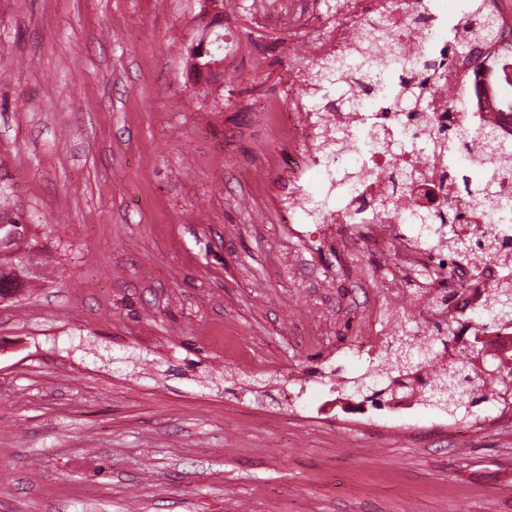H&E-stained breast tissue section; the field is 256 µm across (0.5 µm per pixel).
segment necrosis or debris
Masks as SVG:
<instances>
[{
	"label": "necrosis or debris",
	"instance_id": "4bbe7bcc",
	"mask_svg": "<svg viewBox=\"0 0 512 512\" xmlns=\"http://www.w3.org/2000/svg\"><path fill=\"white\" fill-rule=\"evenodd\" d=\"M480 9L497 17L500 34L476 42L469 58L453 52L465 33L468 13L449 11L446 0H338L340 21L334 34L320 36V59L350 58L355 43L381 29V47H415L421 72L410 74L405 62L386 60L381 69L384 95H364V111L346 112L342 95L336 93L309 101L310 70L297 50L292 68L302 91L282 117L289 142L304 144L289 153L284 172L292 188L289 242L311 243L309 227L316 224L321 238H341L354 250L372 245L396 257L397 275L376 276L383 298L374 316L383 318L388 307L405 303L437 323H451V339L440 348L436 368L463 366L493 397L481 415L464 422L470 428L512 421V387L500 382L503 373L512 371V318L485 324L472 315L496 290L512 287V225H489L481 210L462 207L457 194L461 183L481 186L483 175L471 161L448 163L431 149L428 138L447 139L449 129L458 125L491 127L512 165V8L505 0H480ZM413 92L424 101L421 110L398 108V100ZM312 172L322 186L343 190L340 203L322 206L317 214L306 188ZM392 193L398 199L394 212L373 206V199ZM455 208L462 218L452 225V234L471 243L493 237L498 249L491 257L479 263L456 257L437 244L433 232L410 219L420 213L439 228ZM433 376V370L420 373L404 395L376 401L330 385L328 400L308 415H337L387 431L415 429Z\"/></svg>",
	"mask_w": 512,
	"mask_h": 512
}]
</instances>
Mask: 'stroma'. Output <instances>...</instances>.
<instances>
[{
  "mask_svg": "<svg viewBox=\"0 0 512 512\" xmlns=\"http://www.w3.org/2000/svg\"><path fill=\"white\" fill-rule=\"evenodd\" d=\"M0 0V223L51 228L0 305V512H512V424L463 441L300 419L288 378L348 352L375 252L284 247L298 34L226 0ZM214 26H208L205 28V33L200 37L198 42L192 46L190 52L195 56V59L197 60L199 56H205L206 52L208 51V46L210 44V39L213 33ZM219 38L213 41L214 43H217L212 48V54H208L205 57H200L198 62L193 65V70L195 71L196 75H200L202 73V70L199 69L198 63L201 64V67L207 71L209 65L216 61L220 60L224 57V46L223 50L221 48V44H218ZM221 65V61H216L215 64L211 66L210 72L216 71L219 69Z\"/></svg>",
  "mask_w": 512,
  "mask_h": 512,
  "instance_id": "stroma-1",
  "label": "stroma"
}]
</instances>
